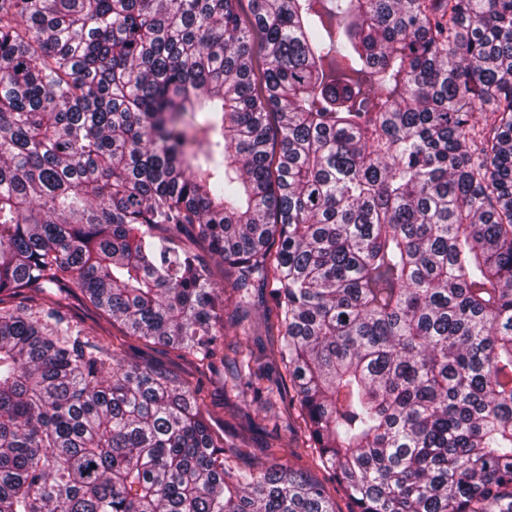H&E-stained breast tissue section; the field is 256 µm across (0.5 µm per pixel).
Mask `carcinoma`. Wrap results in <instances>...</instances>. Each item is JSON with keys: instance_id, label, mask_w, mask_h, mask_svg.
I'll use <instances>...</instances> for the list:
<instances>
[{"instance_id": "1", "label": "carcinoma", "mask_w": 512, "mask_h": 512, "mask_svg": "<svg viewBox=\"0 0 512 512\" xmlns=\"http://www.w3.org/2000/svg\"><path fill=\"white\" fill-rule=\"evenodd\" d=\"M228 278L354 512H512V0H0V296L210 362ZM204 412L0 300V512H336ZM249 314V320L255 324L262 321L265 314L274 315L273 303L269 296V288H262L261 285L256 288L252 297Z\"/></svg>"}]
</instances>
